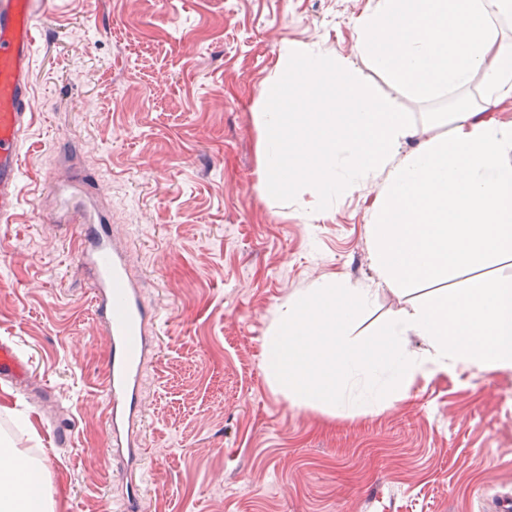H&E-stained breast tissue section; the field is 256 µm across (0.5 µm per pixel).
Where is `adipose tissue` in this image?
I'll return each mask as SVG.
<instances>
[{"mask_svg": "<svg viewBox=\"0 0 512 512\" xmlns=\"http://www.w3.org/2000/svg\"><path fill=\"white\" fill-rule=\"evenodd\" d=\"M512 0H376L358 21L353 58L284 45L259 103L258 161L266 196L301 180L325 204L384 173L369 224L379 281L395 294L448 279L396 311L379 338L351 330L376 291L317 282L277 309L263 338L265 375L291 405L375 412L417 379L451 368L512 371V40L498 24ZM422 100L448 98L447 138H418L393 100L376 97L361 65ZM479 84L478 97L466 94ZM0 448V512H53L42 473Z\"/></svg>", "mask_w": 512, "mask_h": 512, "instance_id": "1", "label": "adipose tissue"}]
</instances>
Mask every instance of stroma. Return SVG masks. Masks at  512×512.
Masks as SVG:
<instances>
[{
  "instance_id": "1",
  "label": "stroma",
  "mask_w": 512,
  "mask_h": 512,
  "mask_svg": "<svg viewBox=\"0 0 512 512\" xmlns=\"http://www.w3.org/2000/svg\"><path fill=\"white\" fill-rule=\"evenodd\" d=\"M375 0H46L37 22L20 204L0 223V339L34 379L0 382V431L42 461L54 512H119L130 473L105 457L108 338L48 186L91 174L159 318L144 384L146 512H497L512 497V372L418 379L380 413L295 407L269 386L276 308L324 277L375 281L374 177L322 207L304 183L260 190L257 104L285 44L353 54ZM418 132L444 99L365 70ZM418 294L379 290L375 337ZM67 431L68 443L57 440Z\"/></svg>"
}]
</instances>
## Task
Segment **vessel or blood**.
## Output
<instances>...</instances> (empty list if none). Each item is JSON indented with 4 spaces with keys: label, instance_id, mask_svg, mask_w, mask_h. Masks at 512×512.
<instances>
[{
    "label": "vessel or blood",
    "instance_id": "b4317fda",
    "mask_svg": "<svg viewBox=\"0 0 512 512\" xmlns=\"http://www.w3.org/2000/svg\"><path fill=\"white\" fill-rule=\"evenodd\" d=\"M45 0H0V223L18 207L22 134L30 124V72L36 21ZM55 223L85 228L78 246L102 331L109 338L103 387L108 445L105 455L124 457L138 469L142 457V368L154 351L157 313L142 300L143 283L131 273L126 249L94 203L90 179L76 173L51 185ZM32 372L15 346L0 340V381L21 384Z\"/></svg>",
    "mask_w": 512,
    "mask_h": 512
}]
</instances>
